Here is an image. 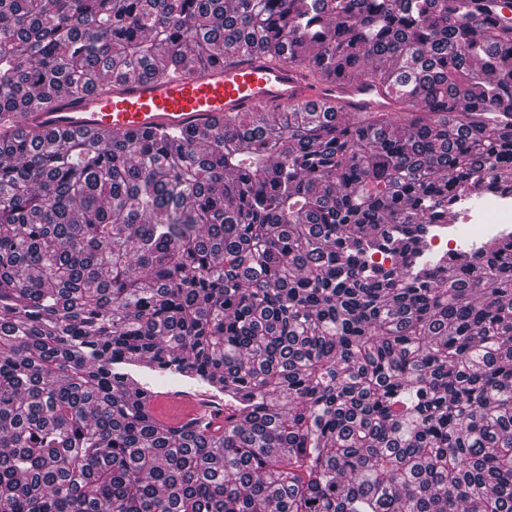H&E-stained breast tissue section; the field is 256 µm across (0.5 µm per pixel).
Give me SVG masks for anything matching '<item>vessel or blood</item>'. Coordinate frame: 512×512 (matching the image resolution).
<instances>
[{"mask_svg":"<svg viewBox=\"0 0 512 512\" xmlns=\"http://www.w3.org/2000/svg\"><path fill=\"white\" fill-rule=\"evenodd\" d=\"M306 105L320 110L333 107L356 118L395 108L392 97L372 80L325 78L283 59L253 56L162 79L136 76L78 96L62 93L26 118L8 122L0 118V135L29 127L88 138L105 130L121 135L169 129L205 134L230 113ZM148 410L159 422L179 428L208 407L190 395L154 396Z\"/></svg>","mask_w":512,"mask_h":512,"instance_id":"1","label":"vessel or blood"}]
</instances>
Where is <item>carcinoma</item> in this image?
<instances>
[{
    "label": "carcinoma",
    "mask_w": 512,
    "mask_h": 512,
    "mask_svg": "<svg viewBox=\"0 0 512 512\" xmlns=\"http://www.w3.org/2000/svg\"><path fill=\"white\" fill-rule=\"evenodd\" d=\"M512 0H0V115L253 54L360 124L0 138V512H512ZM224 399L167 428L144 370ZM467 213L468 212H465L461 207L448 212V215H451V217L448 218V224H450L452 226L451 227L452 234L450 236H448L447 239H450V238L454 239V241L450 242V244H449L450 247H454L456 244L458 246H462V247L465 246L464 235H463V238L460 239L459 236L456 234V232H457L458 228L465 227V226H463L464 224L462 223V216L466 215ZM468 214L470 215V219H471L469 221V224H478V226H479L478 227L479 232L477 235L474 236L473 248H478L482 243V239L487 235H491V236L485 237L483 242L490 241L491 238H493V236L494 237L504 236L503 234L505 233V231L501 230V227L504 226V224H484L483 223L484 221L479 220L474 214H472V213H468ZM443 237L444 238L447 237V233H446V236L438 233V235L436 237H434L433 240L437 239L438 241H440V238H443ZM447 239H443L440 243L438 241H434L433 242L434 246L432 248L445 249Z\"/></svg>",
    "instance_id": "carcinoma-1"
}]
</instances>
